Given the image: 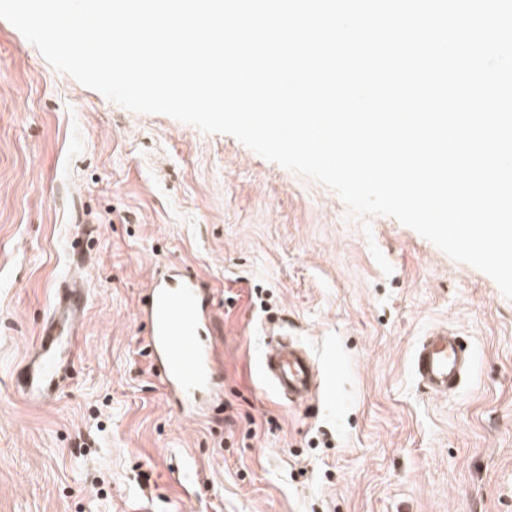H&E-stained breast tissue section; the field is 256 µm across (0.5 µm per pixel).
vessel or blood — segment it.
I'll return each instance as SVG.
<instances>
[{
  "instance_id": "vessel-or-blood-1",
  "label": "vessel or blood",
  "mask_w": 512,
  "mask_h": 512,
  "mask_svg": "<svg viewBox=\"0 0 512 512\" xmlns=\"http://www.w3.org/2000/svg\"><path fill=\"white\" fill-rule=\"evenodd\" d=\"M87 298L88 290L81 281L66 278L59 282L51 315L16 379L25 400L41 403L57 397L76 356L74 330ZM211 310L201 279L176 268L153 278L140 309L150 325L146 345L152 366L187 417L203 411L217 381L219 360L203 340ZM471 360V351L458 336L444 329L420 341L412 369L425 389L447 395L458 389ZM259 370L273 393L288 403L310 399L315 381L322 375L317 357L284 332L269 342Z\"/></svg>"
}]
</instances>
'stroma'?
I'll list each match as a JSON object with an SVG mask.
<instances>
[{
	"label": "stroma",
	"instance_id": "1",
	"mask_svg": "<svg viewBox=\"0 0 512 512\" xmlns=\"http://www.w3.org/2000/svg\"><path fill=\"white\" fill-rule=\"evenodd\" d=\"M169 266L213 296L224 390L200 419L145 347L141 300ZM67 277L89 289L80 351L33 405L14 379ZM441 325L473 353L450 395L412 370ZM283 326L322 397L261 381ZM0 512H512V299L231 135L82 85L0 19Z\"/></svg>",
	"mask_w": 512,
	"mask_h": 512
}]
</instances>
